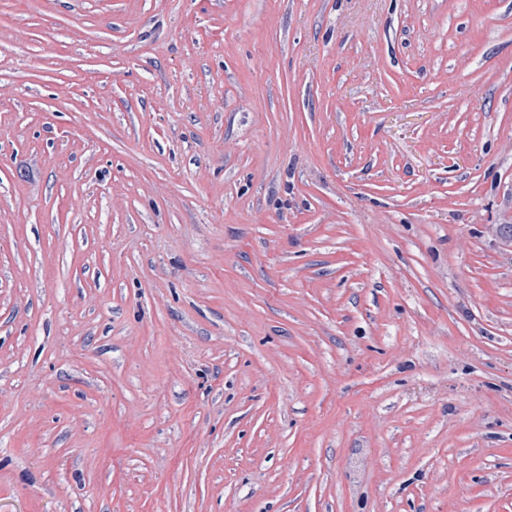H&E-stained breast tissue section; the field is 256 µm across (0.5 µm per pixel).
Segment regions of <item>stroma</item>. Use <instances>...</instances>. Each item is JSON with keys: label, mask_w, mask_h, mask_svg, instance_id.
Here are the masks:
<instances>
[{"label": "stroma", "mask_w": 512, "mask_h": 512, "mask_svg": "<svg viewBox=\"0 0 512 512\" xmlns=\"http://www.w3.org/2000/svg\"><path fill=\"white\" fill-rule=\"evenodd\" d=\"M0 512H512V0H0Z\"/></svg>", "instance_id": "obj_1"}]
</instances>
